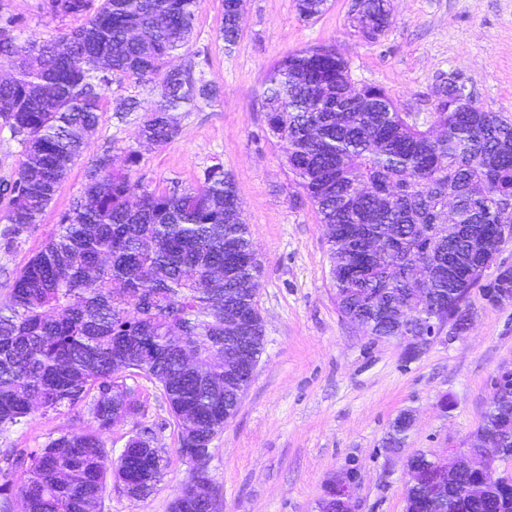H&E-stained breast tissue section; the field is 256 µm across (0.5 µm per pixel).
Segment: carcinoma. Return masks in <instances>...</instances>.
Returning <instances> with one entry per match:
<instances>
[{"label":"carcinoma","mask_w":512,"mask_h":512,"mask_svg":"<svg viewBox=\"0 0 512 512\" xmlns=\"http://www.w3.org/2000/svg\"><path fill=\"white\" fill-rule=\"evenodd\" d=\"M352 18L371 40L390 23L388 0H362ZM201 0H42L53 20L81 24L36 46L20 39L21 21L0 14V129L21 146L14 175L0 179L3 237L41 223L59 186L87 150L99 123L101 90L117 80L158 83L161 100L146 111L135 95L117 98L120 117L144 112L139 135L164 146L179 133L174 113L189 112L211 90L192 65L168 68L188 50ZM327 0H296L314 20ZM238 0H224L218 38H240ZM269 131L288 144L295 183L315 206L336 266L340 313L373 320V335L394 338L452 316L461 295L489 299L512 286V270L482 280L491 252L512 240V123L441 84L432 112H401L371 85L355 86L348 61L319 45L283 57L261 96ZM434 125L447 127L435 135ZM91 160L81 195L57 231L16 274L0 302V432L34 411L83 405L93 427L20 453L24 478L0 493L20 497L23 512H102L108 451L101 434L144 409L129 377L158 387L178 430V453L191 461L240 406L224 386V292L249 316L254 352L264 343L256 304L259 264L223 167L203 170L179 193L152 189L136 176L140 152L123 164ZM370 192L363 193L364 188ZM427 271L415 286L410 267ZM395 304L414 313L402 324ZM483 426L512 443V405L490 398ZM165 449L130 438L112 474L130 498H148L161 481ZM408 512H512V475L483 488L482 473L457 472L440 491L422 485ZM174 512H215L213 488L196 476Z\"/></svg>","instance_id":"cac0c4a2"}]
</instances>
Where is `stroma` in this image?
I'll use <instances>...</instances> for the list:
<instances>
[{"label":"stroma","instance_id":"1","mask_svg":"<svg viewBox=\"0 0 512 512\" xmlns=\"http://www.w3.org/2000/svg\"><path fill=\"white\" fill-rule=\"evenodd\" d=\"M40 0H0L22 16L21 37L44 41L73 20L40 15ZM354 0H329L313 21L299 17L295 0H242L241 38L225 52L216 33L222 0H202L187 58L215 88L213 98L178 115L179 134L154 147L138 142V118H118L115 98L137 95L142 107L157 99L155 86L112 83L87 155H120L138 147V174L159 188L194 185L202 171L223 166L235 182L243 218L261 264L257 307L264 323L263 351L235 418L193 464L179 456L178 437L158 388L133 385L147 398L144 410L103 433L107 449L152 430L168 463L145 500L128 498L108 481L103 512H170L192 473L203 471L217 512H315L328 481L355 476L356 512H405L409 457H440L468 445L477 433L495 378L512 368V301H488L472 289V325L466 337H441L414 353L398 339H377L343 318L330 278V259L319 216L286 163V144L268 131L261 107L265 76L288 53L334 44L349 61L357 84L383 88L403 112H427L442 77L460 73L477 102L512 122V0H390L391 22L372 41L350 25ZM184 58V59H187ZM184 59L175 58V65ZM78 162L57 191L41 224L17 244L0 238V299L16 272L56 231L85 184ZM411 414L413 425L398 451L384 447L392 422ZM83 406L35 412L0 432V484L17 483L21 469L4 460L86 429Z\"/></svg>","mask_w":512,"mask_h":512}]
</instances>
